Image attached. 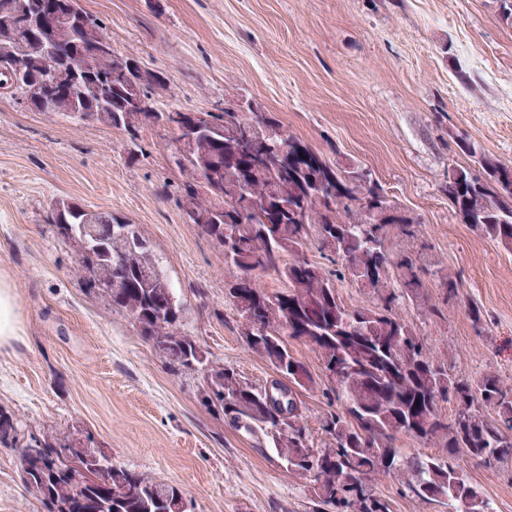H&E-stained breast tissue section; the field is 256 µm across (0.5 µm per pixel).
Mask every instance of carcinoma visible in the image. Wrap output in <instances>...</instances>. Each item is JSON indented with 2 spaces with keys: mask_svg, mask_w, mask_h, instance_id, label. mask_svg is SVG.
Wrapping results in <instances>:
<instances>
[{
  "mask_svg": "<svg viewBox=\"0 0 512 512\" xmlns=\"http://www.w3.org/2000/svg\"><path fill=\"white\" fill-rule=\"evenodd\" d=\"M45 11L64 17L55 22L47 41L32 38L23 25L10 34L0 49V89L27 98L29 82L14 77V68L36 62L38 75L64 81L69 67L49 51L55 42H73L78 27L93 29L97 40L112 47V39L100 20L83 10L79 0H39ZM122 60L107 53L98 71L87 76L83 95L91 103L105 100L104 112L125 105L116 71ZM163 71L155 81L142 85L141 95L153 108V94L168 88ZM238 97L224 99L219 112H203L213 126L212 138L178 155L175 164L186 173L178 206L192 199L197 208L221 212L220 222L201 231L224 244V228L237 237L233 258L236 279L228 286V298L240 320L261 327V334L246 341L248 350L265 360L277 374L293 379L297 393L320 385L330 392L337 409L320 419L323 438L315 440L307 424L304 402L297 399L282 409L266 401L267 388L280 384L277 377L262 386L243 379L232 367L209 360L197 341L183 329V308L157 255L138 225L112 214L105 221L123 224L141 249L125 255L128 285L118 292L98 288L113 306L124 310L150 338L159 354L177 368L203 374L202 395L207 406L223 413L234 429L272 448L286 471L303 480L318 512L335 504V512H391L390 502L379 495L374 481L393 476L409 495L422 501H450L455 512H495L483 497L455 470L454 459L464 451L489 465L512 459V444L499 441L501 428L512 429V383L494 373L462 379L448 372V351H430L416 330L397 309L403 304L428 306L424 294L427 270L413 251L396 250L395 238L416 236L415 218L374 181L354 179L357 162L328 161L288 131L272 112L255 106L237 108ZM255 122L270 134L263 151L245 154L238 138ZM287 143L288 161L278 145ZM458 147L474 157L483 170L478 177L465 168L448 173V200L462 223L470 224L512 252V167L489 157L472 142ZM212 171L214 181H198L200 170ZM52 223L64 239L79 232L82 216ZM336 240L338 269L367 290L369 300L347 307L336 290V280L319 264L308 260L303 246L315 236L324 251L327 229ZM111 249L86 254L82 266L102 281L107 276ZM276 275L288 284L284 292H268L259 278ZM289 314L300 326L298 339L310 337L322 366L330 370L327 381L315 379L278 335L280 319ZM455 408L453 420L441 414V404ZM432 442L435 455H405L399 436ZM0 448L13 450L18 477L40 504L41 512H182L184 492L177 486L122 465L104 463L101 449H85L96 480L79 482L65 472V453L70 437H47L20 430L12 413L0 411ZM36 448L35 456L21 452ZM309 449L320 461V472L310 478ZM465 492V509L457 507L455 491Z\"/></svg>",
  "mask_w": 512,
  "mask_h": 512,
  "instance_id": "obj_1",
  "label": "carcinoma"
}]
</instances>
